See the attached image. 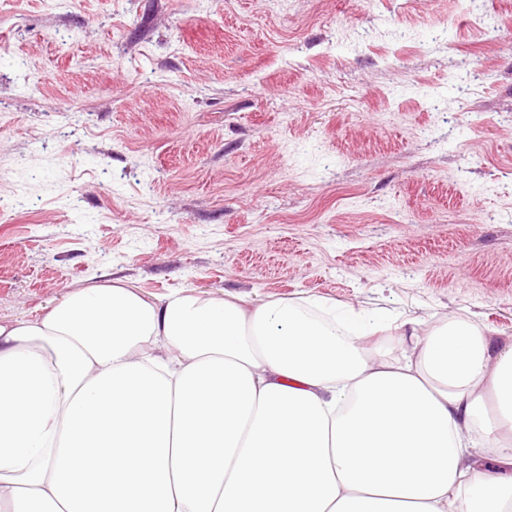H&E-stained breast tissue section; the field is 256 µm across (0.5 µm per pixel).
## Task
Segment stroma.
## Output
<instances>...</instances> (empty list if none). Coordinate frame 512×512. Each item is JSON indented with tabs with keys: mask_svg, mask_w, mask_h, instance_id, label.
I'll use <instances>...</instances> for the list:
<instances>
[{
	"mask_svg": "<svg viewBox=\"0 0 512 512\" xmlns=\"http://www.w3.org/2000/svg\"><path fill=\"white\" fill-rule=\"evenodd\" d=\"M118 283L512 341V0H0V323Z\"/></svg>",
	"mask_w": 512,
	"mask_h": 512,
	"instance_id": "obj_1",
	"label": "stroma"
}]
</instances>
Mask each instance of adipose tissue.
Returning a JSON list of instances; mask_svg holds the SVG:
<instances>
[{"instance_id": "ef3b65f1", "label": "adipose tissue", "mask_w": 512, "mask_h": 512, "mask_svg": "<svg viewBox=\"0 0 512 512\" xmlns=\"http://www.w3.org/2000/svg\"><path fill=\"white\" fill-rule=\"evenodd\" d=\"M84 288L0 324L5 512H512V345Z\"/></svg>"}]
</instances>
